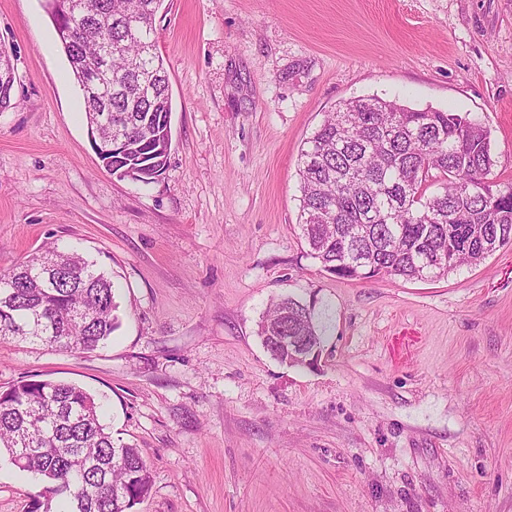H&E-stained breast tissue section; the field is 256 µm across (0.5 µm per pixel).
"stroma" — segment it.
<instances>
[{
	"mask_svg": "<svg viewBox=\"0 0 512 512\" xmlns=\"http://www.w3.org/2000/svg\"><path fill=\"white\" fill-rule=\"evenodd\" d=\"M165 175L106 171L43 0H0V273L74 248L112 273L91 352L0 343V390L81 386L152 476L134 512H512V247L440 279L348 280L299 230L297 159L375 96L470 114L512 183V0H165ZM291 295L330 325L311 366L257 324ZM43 488L0 455V512Z\"/></svg>",
	"mask_w": 512,
	"mask_h": 512,
	"instance_id": "stroma-1",
	"label": "stroma"
}]
</instances>
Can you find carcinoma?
<instances>
[{"label":"carcinoma","instance_id":"carcinoma-1","mask_svg":"<svg viewBox=\"0 0 512 512\" xmlns=\"http://www.w3.org/2000/svg\"><path fill=\"white\" fill-rule=\"evenodd\" d=\"M62 44L82 93L86 122L103 117L124 135V159L153 162L156 181L172 141V94L155 18L164 0H79ZM71 0H45L53 23ZM490 132L468 114L413 109L376 97L343 102L300 151V230L323 270L346 279L443 277L512 246V185L492 189ZM438 185L440 191L429 188ZM112 277L78 252L48 246L0 274V341L88 352L120 326ZM315 304L272 303L258 336L286 362L277 336H306L323 349ZM47 486L32 512H132L151 489L138 448L117 446L83 388L20 381L0 391V452Z\"/></svg>","mask_w":512,"mask_h":512}]
</instances>
